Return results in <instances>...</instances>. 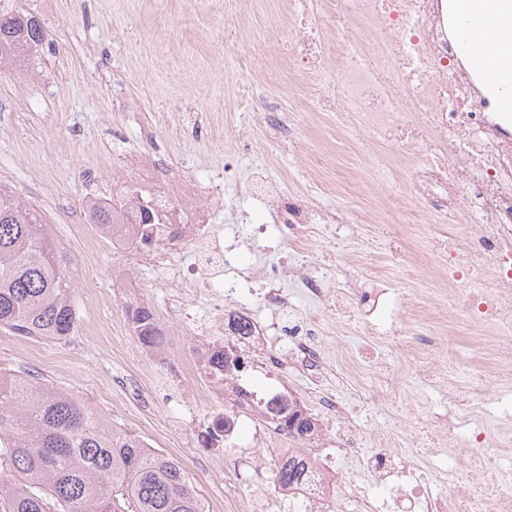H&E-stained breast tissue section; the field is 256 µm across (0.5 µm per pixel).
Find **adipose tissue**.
<instances>
[{
    "instance_id": "ef3b65f1",
    "label": "adipose tissue",
    "mask_w": 512,
    "mask_h": 512,
    "mask_svg": "<svg viewBox=\"0 0 512 512\" xmlns=\"http://www.w3.org/2000/svg\"><path fill=\"white\" fill-rule=\"evenodd\" d=\"M448 10L459 22L457 43L467 57H481L486 86L512 114V0H448Z\"/></svg>"
}]
</instances>
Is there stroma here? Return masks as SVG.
<instances>
[{"label":"stroma","instance_id":"35a3bbf8","mask_svg":"<svg viewBox=\"0 0 512 512\" xmlns=\"http://www.w3.org/2000/svg\"><path fill=\"white\" fill-rule=\"evenodd\" d=\"M47 38L24 73L0 72V186L40 208L56 240H67L76 262L77 328L67 341L50 343L0 329V367L32 373L86 396L112 422L133 431L154 449L177 459L211 512L228 502L260 498L275 490L274 474L252 475L253 451L184 447L187 427L179 384L162 385L149 358L131 355L138 343L125 310L136 283L152 279L147 265L130 266L132 284L112 285L123 260L103 237L74 238L69 227L88 223L84 202L111 197V181L98 172L112 163V146L123 140L167 160V193L203 187L207 172L227 171L232 196L210 215L214 224H253L267 211L237 203L254 168H263L287 192L328 209L359 210L364 201H384L390 188H365L357 148L332 112L307 111L289 88L291 64L271 58L270 68L250 78L239 66V47L227 44L225 27L250 28L256 39H290L286 24L265 25L264 12L236 14V0H33ZM274 93L284 108L300 111L302 148L278 147L264 136L255 113L236 108L240 95ZM205 133L192 137L193 126ZM251 135L250 149L237 139ZM420 228L399 224H352L333 250L347 279L357 285L382 282L391 303L378 322L385 333L421 331L433 337L435 360L428 370L402 346L382 344L383 362L403 375L397 413L384 422L413 466L437 487L465 483L482 494L488 476L475 463L448 466L447 447L412 445L418 421L436 424L448 406L443 365L480 358L474 332L449 331L448 305L435 284L437 265L420 245ZM349 298L323 313L329 356L363 340Z\"/></svg>","mask_w":512,"mask_h":512}]
</instances>
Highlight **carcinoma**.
<instances>
[{
  "mask_svg": "<svg viewBox=\"0 0 512 512\" xmlns=\"http://www.w3.org/2000/svg\"><path fill=\"white\" fill-rule=\"evenodd\" d=\"M21 0H0V71L21 70L45 29ZM132 194L111 206H89L107 233ZM132 239L152 238L153 210L138 206ZM75 261L36 209L0 187V328L15 336L64 340L76 323ZM135 336L158 346L153 311H127ZM307 460L290 459L275 474L281 488L300 482ZM131 512H204L180 462L146 448L112 425L87 397L0 370V512H112L115 498Z\"/></svg>",
  "mask_w": 512,
  "mask_h": 512,
  "instance_id": "cac0c4a2",
  "label": "carcinoma"
}]
</instances>
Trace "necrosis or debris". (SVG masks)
Masks as SVG:
<instances>
[{"label":"necrosis or debris","mask_w":512,"mask_h":512,"mask_svg":"<svg viewBox=\"0 0 512 512\" xmlns=\"http://www.w3.org/2000/svg\"><path fill=\"white\" fill-rule=\"evenodd\" d=\"M288 27L292 39L280 52L289 57L298 92L311 111L344 113L354 143L370 148L372 179L398 183L399 171L387 164L386 153L414 161L418 215L422 223L448 229L435 257L443 287L456 295L450 309L461 324L481 332L493 353L468 370L465 397L449 399L448 417L476 416L457 448L463 457L486 449L480 466L494 476L493 495L470 499L456 487L440 492L406 468L402 449L377 423L399 385L395 374H387L384 389L368 391L369 411L360 425L371 430L373 444L359 443L360 425L322 376L330 371L361 375L374 350L333 364L325 357L317 317L283 323L292 308L281 286L287 277H298L304 293L322 308L335 299L330 283L338 267L332 258L313 261L318 246L313 225H326L328 237L336 239L349 224L373 222L374 207L351 215L316 210L290 198L279 182L258 170L248 195L269 209L270 222L226 229L200 219L206 204L222 201V177L211 178L205 192L187 190L174 202L157 188L167 163L156 156L138 167L133 179L150 193L160 217L155 242L144 253L160 273V286L187 283L205 289L213 301L203 316L185 307L161 314L197 338L192 360L179 372L192 381L193 406L209 413L202 430L185 433L184 443L239 448L248 442L257 450L253 471L280 467L287 447L299 441L268 419L266 408L287 403L283 379L296 371L309 381L300 403L314 421L336 423L358 468L345 478L335 457H325L298 486L266 502V512H276L285 501L296 512H512V476H496L500 458L512 455V435L479 421L492 392H512V124L500 121L496 98L482 91L462 60L447 0H288ZM246 106L261 116L270 142L296 144L295 113L252 95ZM275 243L283 250L277 264L243 265L244 247ZM254 302L266 312V321L252 314ZM224 348L241 356L261 352L255 373L225 372L213 359ZM223 397L229 406L213 410Z\"/></svg>","instance_id":"necrosis-or-debris-1"}]
</instances>
